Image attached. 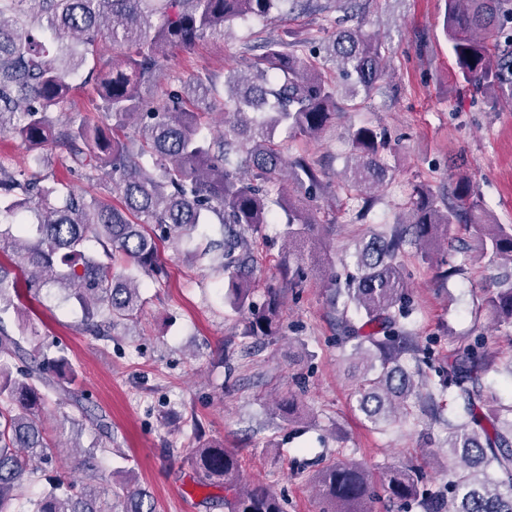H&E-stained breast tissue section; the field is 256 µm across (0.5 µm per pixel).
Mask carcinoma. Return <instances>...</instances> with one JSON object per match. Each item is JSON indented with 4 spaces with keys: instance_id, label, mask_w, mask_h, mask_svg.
<instances>
[{
    "instance_id": "carcinoma-1",
    "label": "carcinoma",
    "mask_w": 512,
    "mask_h": 512,
    "mask_svg": "<svg viewBox=\"0 0 512 512\" xmlns=\"http://www.w3.org/2000/svg\"><path fill=\"white\" fill-rule=\"evenodd\" d=\"M295 0H0V132L25 144L41 167L43 151L63 146L69 172L90 184H104L119 197L77 194L72 182L46 178L37 170H14L0 160V216L21 208L33 212L27 224L0 221V512H156L151 493L136 485L132 470H119L122 491L101 485V454L108 445L85 448L75 475L53 479L35 498L26 488L43 467L58 457L60 445L47 435L46 402L53 393L68 399L61 379L73 374L67 359L21 329L14 336L4 316L19 311L21 288L34 297L55 288L84 311L82 331L108 336L136 322L144 304L141 277L161 278L159 243L175 248L193 239L210 217L219 219L222 240L195 247L191 256L220 249L217 261L227 282L225 299L247 313L246 335H280L282 289H267L265 301H253V240L275 223L274 207L284 213L288 253L281 262L285 287L303 282L304 247L320 227L311 203L326 191L319 170L299 154L285 160L275 143L278 127L297 136L318 137L343 109L329 71L350 80L347 100L370 94L385 76L388 49L362 30L361 0H336L344 29L320 47L294 38L267 39L250 58L249 70L229 72L224 80L225 121L229 135H201L214 113L207 102L215 87L190 86L171 92L157 112L140 88L159 77L170 52L188 49L206 35L224 34L235 20L264 19ZM442 33L455 57L457 76L492 101L512 98V0H444ZM112 43V59L88 70L93 79L98 120L80 112L60 120L54 113L71 98L74 78L98 40ZM133 125L137 133L122 134ZM351 151L341 188L357 202L355 219L367 223L372 200L363 194L381 185L390 167L387 133L360 125L350 133ZM293 172L301 198L285 197L284 181ZM455 206L443 207L432 186L417 184L406 208L410 220L385 232L371 230L352 255L354 272L345 283H332L334 297L345 296L339 317L351 344L357 377V409L374 428L413 416L421 397L415 376L402 358L418 354L416 337L397 328L407 316L406 248L425 261L448 225L464 214L473 221V258L489 265H512V224L484 222L468 177L454 190ZM95 242L99 250L86 251ZM463 251V258H468ZM119 277L112 276L116 264ZM499 324L512 328V279L487 291L484 299ZM492 356L477 341L448 361L441 383L426 393L430 415L441 416L437 398L454 393L457 407L448 417V448L457 460L448 474V491L425 486L417 470L397 466L381 473L387 502L401 508L421 505L424 512H512V405L494 402L481 382ZM81 417L66 415L74 436H81L87 408L75 402ZM191 467L202 483L224 484L227 512H285L284 502L266 485L240 487L236 451L192 434ZM322 512H369L375 499L373 477L364 463L339 459L318 475Z\"/></svg>"
}]
</instances>
